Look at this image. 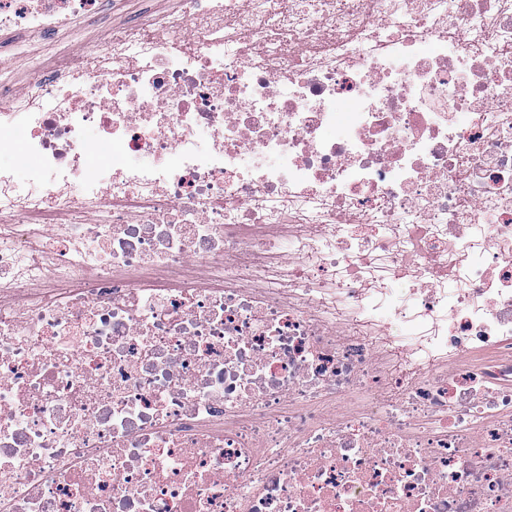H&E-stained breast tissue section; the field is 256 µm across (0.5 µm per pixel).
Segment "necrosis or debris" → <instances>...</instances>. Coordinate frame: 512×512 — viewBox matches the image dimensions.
<instances>
[{
	"mask_svg": "<svg viewBox=\"0 0 512 512\" xmlns=\"http://www.w3.org/2000/svg\"><path fill=\"white\" fill-rule=\"evenodd\" d=\"M104 57L0 82V512H512V0H177Z\"/></svg>",
	"mask_w": 512,
	"mask_h": 512,
	"instance_id": "1",
	"label": "necrosis or debris"
}]
</instances>
